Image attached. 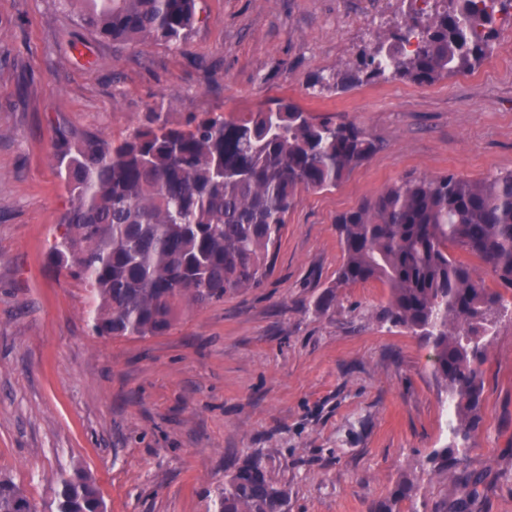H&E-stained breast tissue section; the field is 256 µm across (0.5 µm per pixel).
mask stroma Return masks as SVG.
Returning a JSON list of instances; mask_svg holds the SVG:
<instances>
[{"mask_svg":"<svg viewBox=\"0 0 512 512\" xmlns=\"http://www.w3.org/2000/svg\"><path fill=\"white\" fill-rule=\"evenodd\" d=\"M446 6L197 0L176 50L100 39L58 0H0V472L38 512L76 469L105 512H214L217 486L253 455L289 512H375L405 481L421 495L396 512H454L466 476L480 479L468 512H512V304L486 338L479 430L446 471L429 460L448 397L430 348L382 319L381 282L336 285L339 214L408 175L512 171V6L471 72L336 83L375 41ZM281 100L381 148L303 194L261 287L189 308L161 336H96L92 293L52 256L70 206L59 134L121 139L156 112L182 126Z\"/></svg>","mask_w":512,"mask_h":512,"instance_id":"1","label":"stroma"}]
</instances>
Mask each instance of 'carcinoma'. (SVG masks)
Listing matches in <instances>:
<instances>
[{
	"instance_id": "cac0c4a2",
	"label": "carcinoma",
	"mask_w": 512,
	"mask_h": 512,
	"mask_svg": "<svg viewBox=\"0 0 512 512\" xmlns=\"http://www.w3.org/2000/svg\"><path fill=\"white\" fill-rule=\"evenodd\" d=\"M82 25L114 42L143 39L181 48L194 28L196 0H78ZM429 18L421 44L374 47L341 84L386 75L432 84L473 70L486 57L497 6L505 0H449ZM390 61L384 68L382 59ZM380 149L350 121L315 118L290 101L242 117H206L181 128L163 114L109 142H65L57 154L71 206L62 219L57 264L89 286L93 331L102 337L160 336L184 310L261 286L273 268L287 217L307 191L336 187ZM342 264L336 286L379 281L390 290L384 318L432 350L458 419L431 461L457 468L481 423L483 340L512 293V172L467 180L452 173L405 177L336 217ZM492 272L499 289L474 274ZM458 326L449 329L450 321ZM55 512H104L83 470L56 477ZM418 488L398 485L393 503ZM216 512H288V493L248 457L217 488ZM0 512H37L22 487L0 474Z\"/></svg>"
}]
</instances>
